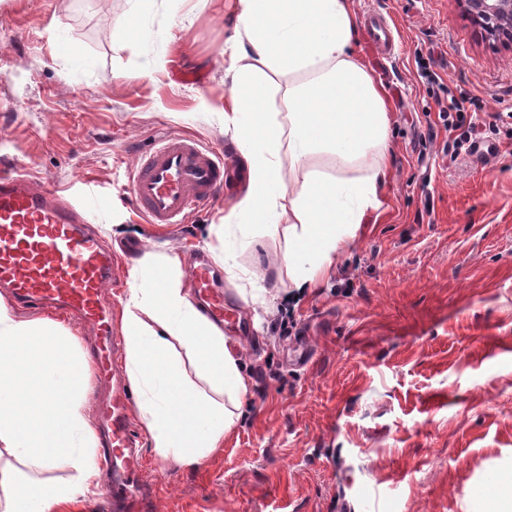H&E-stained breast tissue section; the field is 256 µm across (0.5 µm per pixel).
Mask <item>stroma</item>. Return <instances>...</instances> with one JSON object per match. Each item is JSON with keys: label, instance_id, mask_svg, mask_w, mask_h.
Segmentation results:
<instances>
[{"label": "stroma", "instance_id": "obj_1", "mask_svg": "<svg viewBox=\"0 0 512 512\" xmlns=\"http://www.w3.org/2000/svg\"><path fill=\"white\" fill-rule=\"evenodd\" d=\"M389 45L360 55L391 112L381 206L313 288L296 289L283 230L229 227L240 278L212 275L239 320L245 413L194 469L161 462L140 421L132 512H490L481 487L512 472V45L457 0H351ZM235 0H0V160L79 200L119 253L112 312L145 254L208 255L238 186L189 221L147 223L130 200L141 152L168 134L232 146L219 114ZM432 56L442 87L427 84ZM164 56L165 70L145 65ZM462 97L480 149L445 156L437 124Z\"/></svg>", "mask_w": 512, "mask_h": 512}]
</instances>
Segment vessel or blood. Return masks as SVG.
Listing matches in <instances>:
<instances>
[{
  "mask_svg": "<svg viewBox=\"0 0 512 512\" xmlns=\"http://www.w3.org/2000/svg\"><path fill=\"white\" fill-rule=\"evenodd\" d=\"M131 185L139 215L153 224H181L226 187L225 157L194 137L168 135L139 158ZM90 210V204L67 201L27 170L0 163V286L11 288L21 304L62 309L93 329L94 378L114 386L111 400L96 412L112 465L105 495L117 504L128 498L138 458L116 363L112 314L104 303L117 261L92 231ZM192 275L207 314L224 322V297L213 290L208 264H199Z\"/></svg>",
  "mask_w": 512,
  "mask_h": 512,
  "instance_id": "1",
  "label": "vessel or blood"
}]
</instances>
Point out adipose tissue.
Segmentation results:
<instances>
[{
	"mask_svg": "<svg viewBox=\"0 0 512 512\" xmlns=\"http://www.w3.org/2000/svg\"><path fill=\"white\" fill-rule=\"evenodd\" d=\"M236 8L221 115L249 172L235 216L248 233L285 226L283 261L302 288L380 205L388 109L356 50L350 0H237ZM278 90L284 123L267 109ZM183 263L173 250L133 264L120 328L150 447L162 461L196 467L242 416L247 383L234 342L185 290ZM88 374L73 331L22 316L0 297V512H58L95 494L98 438L82 411ZM63 464L74 477L47 480Z\"/></svg>",
	"mask_w": 512,
	"mask_h": 512,
	"instance_id": "adipose-tissue-1",
	"label": "adipose tissue"
}]
</instances>
